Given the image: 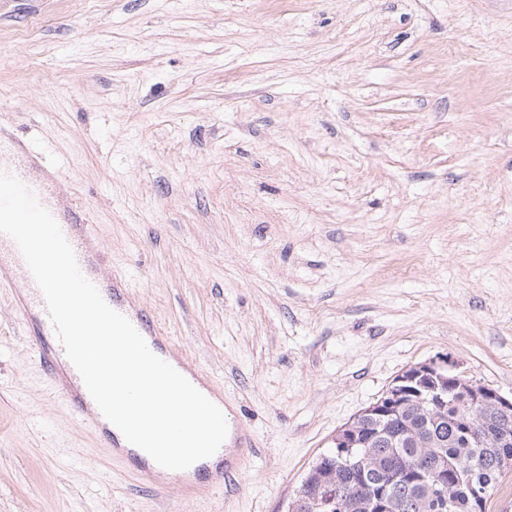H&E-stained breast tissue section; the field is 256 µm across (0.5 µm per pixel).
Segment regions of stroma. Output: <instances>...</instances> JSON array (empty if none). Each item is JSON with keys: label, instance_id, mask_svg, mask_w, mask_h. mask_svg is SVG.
I'll use <instances>...</instances> for the list:
<instances>
[{"label": "stroma", "instance_id": "35a3bbf8", "mask_svg": "<svg viewBox=\"0 0 512 512\" xmlns=\"http://www.w3.org/2000/svg\"><path fill=\"white\" fill-rule=\"evenodd\" d=\"M0 91L258 445L128 476L0 288V512H287L410 366L512 396V0H0Z\"/></svg>", "mask_w": 512, "mask_h": 512}]
</instances>
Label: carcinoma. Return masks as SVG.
I'll list each match as a JSON object with an SVG mask.
<instances>
[{"label":"carcinoma","instance_id":"carcinoma-1","mask_svg":"<svg viewBox=\"0 0 512 512\" xmlns=\"http://www.w3.org/2000/svg\"><path fill=\"white\" fill-rule=\"evenodd\" d=\"M477 382L464 376L445 403L403 395L391 416L361 414L352 422V455L331 445L309 467L294 512H333L323 504L337 495L340 512H378L372 496L384 491L387 512H486L494 491L512 471V413L474 406ZM448 497L433 504L434 480Z\"/></svg>","mask_w":512,"mask_h":512}]
</instances>
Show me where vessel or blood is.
Returning <instances> with one entry per match:
<instances>
[{
  "instance_id": "b4317fda",
  "label": "vessel or blood",
  "mask_w": 512,
  "mask_h": 512,
  "mask_svg": "<svg viewBox=\"0 0 512 512\" xmlns=\"http://www.w3.org/2000/svg\"><path fill=\"white\" fill-rule=\"evenodd\" d=\"M0 172L16 176L54 216L83 275L96 286L112 309L132 323L150 350L171 364L213 403L224 406L223 389L216 387L185 352L174 346L168 330L153 314L134 304L128 275L106 270L104 248L94 234L90 209L82 204L69 208L60 204L59 187L65 179L62 169L47 165L42 150L36 145L17 139L0 127ZM12 286L17 289L12 305L27 328L35 359L44 369L48 385L58 401L93 431L103 447L108 448L113 459L132 463L138 473L158 485H193L202 492L223 487L229 469L236 465L235 450L253 451V434L234 418L230 421L232 452L225 457L223 469L214 468L207 459L179 471L159 466L147 453L130 444L102 415L55 335L44 296L18 245L9 235L0 233V288Z\"/></svg>"
}]
</instances>
